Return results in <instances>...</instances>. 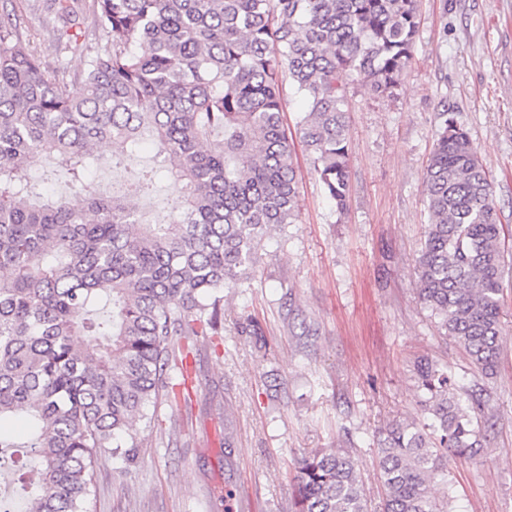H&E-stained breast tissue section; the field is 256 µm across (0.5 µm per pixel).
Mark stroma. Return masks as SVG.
<instances>
[{"instance_id": "1", "label": "stroma", "mask_w": 512, "mask_h": 512, "mask_svg": "<svg viewBox=\"0 0 512 512\" xmlns=\"http://www.w3.org/2000/svg\"><path fill=\"white\" fill-rule=\"evenodd\" d=\"M414 58L390 97L348 93L349 196L337 213L302 143L292 162L297 221L262 243L252 276L224 291V333L198 337L186 401L128 424L139 462L102 455L94 512H295V464L344 446L372 508L383 490L377 440L421 419L414 365L437 361L491 394L484 451L448 460L452 512H512V0H417ZM31 46L56 61L46 0H0ZM454 115L490 171L505 230L502 350L482 378L418 295L428 212L424 169L441 113ZM316 330L299 346L288 310Z\"/></svg>"}]
</instances>
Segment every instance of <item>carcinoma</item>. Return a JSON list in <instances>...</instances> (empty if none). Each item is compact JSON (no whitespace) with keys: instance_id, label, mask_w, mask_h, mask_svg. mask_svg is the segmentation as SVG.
Segmentation results:
<instances>
[{"instance_id":"carcinoma-1","label":"carcinoma","mask_w":512,"mask_h":512,"mask_svg":"<svg viewBox=\"0 0 512 512\" xmlns=\"http://www.w3.org/2000/svg\"><path fill=\"white\" fill-rule=\"evenodd\" d=\"M64 47L84 20L77 0H51ZM105 43L73 74L31 48L0 13V420L22 413L21 512H92L98 458L131 466L128 419L189 397L187 359L199 336L224 331V288L249 278L262 239L296 223L297 181L283 125L290 85L306 103L297 130L336 211L346 209L345 105L357 83L391 96L413 58L416 0H93ZM424 176L429 222L417 259L419 298L445 336L492 376L502 332L503 225L491 178L468 133L441 113ZM151 139L183 193L170 222L147 219L135 187L89 176ZM69 163L72 194L36 198L28 167ZM426 422L396 423L378 443L381 512H451L445 458L484 448L487 390H470L429 359L415 364ZM297 512H371L344 448L300 457Z\"/></svg>"}]
</instances>
